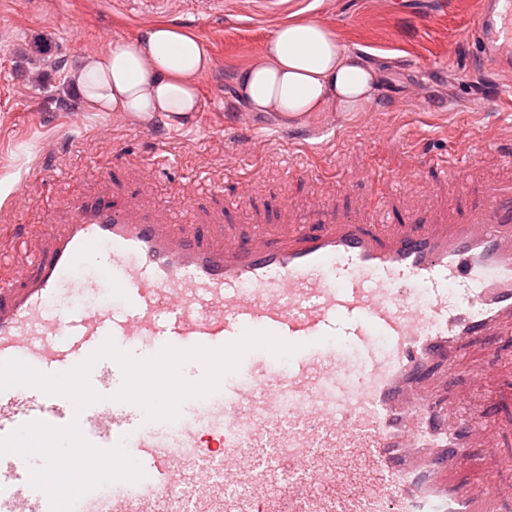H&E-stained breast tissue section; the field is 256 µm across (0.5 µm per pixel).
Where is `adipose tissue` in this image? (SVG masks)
<instances>
[{
    "instance_id": "obj_1",
    "label": "adipose tissue",
    "mask_w": 512,
    "mask_h": 512,
    "mask_svg": "<svg viewBox=\"0 0 512 512\" xmlns=\"http://www.w3.org/2000/svg\"><path fill=\"white\" fill-rule=\"evenodd\" d=\"M213 58L194 32L166 24L144 26L131 39L79 60L76 88L89 112H124L181 127L199 112V86ZM378 74L314 19L278 28L235 76V100L285 121L312 114L360 112L372 101Z\"/></svg>"
}]
</instances>
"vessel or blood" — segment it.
Returning <instances> with one entry per match:
<instances>
[{"mask_svg": "<svg viewBox=\"0 0 512 512\" xmlns=\"http://www.w3.org/2000/svg\"><path fill=\"white\" fill-rule=\"evenodd\" d=\"M472 68L512 65V0H486L468 31ZM22 275L0 278V361L67 371L106 337L135 356L164 345L218 347L268 330L301 349L286 367L249 352L218 392L148 422L110 401L123 374L100 360L106 401L71 403L29 387L0 392V437L31 420L78 419L101 448L125 441L147 477L82 497L75 512H498L503 460L482 446L478 402L442 382L475 340L512 322V182L480 187L464 219L391 224L315 215L241 237L190 210L172 217L79 198L48 225ZM81 296L61 302L67 288ZM275 468V485L261 474ZM0 512H50L28 464L0 458Z\"/></svg>", "mask_w": 512, "mask_h": 512, "instance_id": "1", "label": "vessel or blood"}]
</instances>
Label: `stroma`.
I'll return each instance as SVG.
<instances>
[{
    "mask_svg": "<svg viewBox=\"0 0 512 512\" xmlns=\"http://www.w3.org/2000/svg\"><path fill=\"white\" fill-rule=\"evenodd\" d=\"M483 0H0V249L69 218L71 199L112 190L170 212L192 205L213 224L250 232L294 213L333 209L368 220L384 201L390 220L418 209L429 221L468 202L465 187L512 177V73L474 72L466 32ZM314 18L380 73L361 112L287 125L233 101V80L282 24ZM166 22L195 31L214 67L201 110L172 129L119 112L84 111L71 71L76 59ZM64 59L58 73L33 60L35 41ZM70 109H62V102ZM149 162L150 195L138 163ZM410 176L395 191L392 178ZM245 206L230 202L242 180ZM491 362L481 382L495 393L493 445L512 458V341L472 348Z\"/></svg>",
    "mask_w": 512,
    "mask_h": 512,
    "instance_id": "stroma-1",
    "label": "stroma"
}]
</instances>
